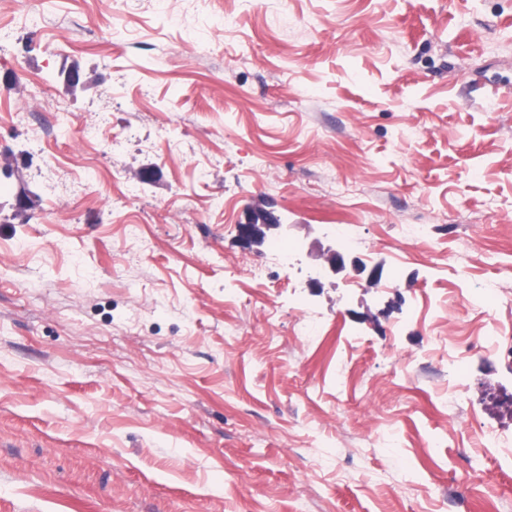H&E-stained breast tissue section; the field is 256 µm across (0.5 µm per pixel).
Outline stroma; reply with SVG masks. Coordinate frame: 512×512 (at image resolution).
Returning <instances> with one entry per match:
<instances>
[{"mask_svg":"<svg viewBox=\"0 0 512 512\" xmlns=\"http://www.w3.org/2000/svg\"><path fill=\"white\" fill-rule=\"evenodd\" d=\"M491 330L512 0L0 9V512H512ZM261 220L262 224H258V221ZM280 224L271 216L261 215L250 219L245 224L237 225V233L239 239L247 244L251 245L263 239L264 232L262 228L271 229L278 228Z\"/></svg>","mask_w":512,"mask_h":512,"instance_id":"35a3bbf8","label":"stroma"}]
</instances>
